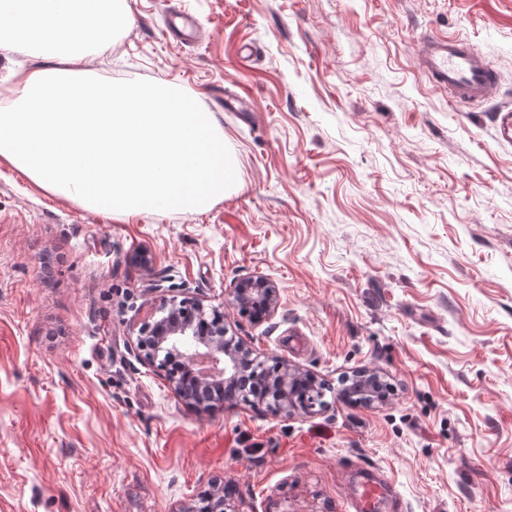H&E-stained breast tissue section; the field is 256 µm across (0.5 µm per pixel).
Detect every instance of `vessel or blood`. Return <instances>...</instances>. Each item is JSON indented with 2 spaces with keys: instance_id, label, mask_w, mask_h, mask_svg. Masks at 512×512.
Instances as JSON below:
<instances>
[{
  "instance_id": "vessel-or-blood-1",
  "label": "vessel or blood",
  "mask_w": 512,
  "mask_h": 512,
  "mask_svg": "<svg viewBox=\"0 0 512 512\" xmlns=\"http://www.w3.org/2000/svg\"><path fill=\"white\" fill-rule=\"evenodd\" d=\"M418 66L438 87L447 89L456 105H474L494 101L499 87L498 75L487 58L468 39L459 35L428 36L415 50ZM498 140L512 142V107L502 105L493 113ZM389 479L381 471L363 477L351 502L353 512H380L383 489Z\"/></svg>"
}]
</instances>
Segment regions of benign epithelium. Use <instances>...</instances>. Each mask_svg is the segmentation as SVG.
<instances>
[{
    "mask_svg": "<svg viewBox=\"0 0 512 512\" xmlns=\"http://www.w3.org/2000/svg\"><path fill=\"white\" fill-rule=\"evenodd\" d=\"M232 303L253 322L271 317L279 306V289L263 274L240 281L230 292ZM224 310L184 297L163 298L154 314L139 323L134 344L141 358L166 372L174 397L188 409L204 413L217 406L243 402L276 415L314 414L326 407L318 377L286 359H274L275 371L247 363L253 355L246 345L226 337ZM181 358L195 378L187 390L182 371L169 369L172 358ZM380 391L379 376L367 370L356 374L351 395L367 402ZM209 512H236L224 497V488L208 494Z\"/></svg>",
    "mask_w": 512,
    "mask_h": 512,
    "instance_id": "7a95c632",
    "label": "benign epithelium"
}]
</instances>
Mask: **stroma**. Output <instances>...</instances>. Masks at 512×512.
Here are the masks:
<instances>
[{
  "mask_svg": "<svg viewBox=\"0 0 512 512\" xmlns=\"http://www.w3.org/2000/svg\"><path fill=\"white\" fill-rule=\"evenodd\" d=\"M99 77L171 80L212 112L241 186L203 213L123 220L0 160V512H351L376 468L408 512H512V146L414 63L467 37L512 105V0H129ZM186 13L197 41L167 30ZM255 46L253 60L240 50ZM263 274L280 305L230 301ZM327 383L325 410L197 413L132 342L162 297ZM365 368L393 391L341 396ZM232 303L253 322L271 317L279 306V289L263 274L240 281L230 292Z\"/></svg>",
  "mask_w": 512,
  "mask_h": 512,
  "instance_id": "stroma-1",
  "label": "stroma"
}]
</instances>
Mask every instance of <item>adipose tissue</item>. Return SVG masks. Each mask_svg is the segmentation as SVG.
Here are the masks:
<instances>
[{
    "label": "adipose tissue",
    "instance_id": "ef3b65f1",
    "mask_svg": "<svg viewBox=\"0 0 512 512\" xmlns=\"http://www.w3.org/2000/svg\"><path fill=\"white\" fill-rule=\"evenodd\" d=\"M134 22L127 0H0V51L81 61Z\"/></svg>",
    "mask_w": 512,
    "mask_h": 512
}]
</instances>
